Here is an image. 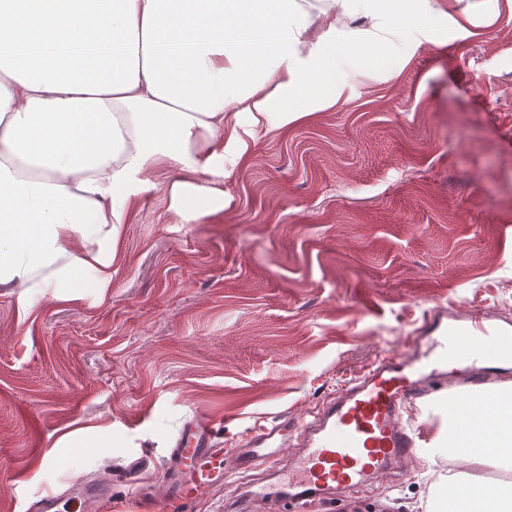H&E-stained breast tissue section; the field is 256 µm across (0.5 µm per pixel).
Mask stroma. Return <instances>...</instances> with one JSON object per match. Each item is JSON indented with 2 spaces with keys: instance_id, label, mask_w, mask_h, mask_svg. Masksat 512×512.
Here are the masks:
<instances>
[{
  "instance_id": "1",
  "label": "stroma",
  "mask_w": 512,
  "mask_h": 512,
  "mask_svg": "<svg viewBox=\"0 0 512 512\" xmlns=\"http://www.w3.org/2000/svg\"><path fill=\"white\" fill-rule=\"evenodd\" d=\"M359 71L345 101L224 161L216 204L172 208L159 177L126 225L112 281L43 297L20 320L0 290V512L73 480L112 482L111 512H174L163 463L183 425L217 444L298 418L447 306L512 322V11ZM96 426L48 459L54 440ZM448 461L330 512H431ZM263 468H227L184 512H222Z\"/></svg>"
}]
</instances>
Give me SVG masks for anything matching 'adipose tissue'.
<instances>
[{"mask_svg": "<svg viewBox=\"0 0 512 512\" xmlns=\"http://www.w3.org/2000/svg\"><path fill=\"white\" fill-rule=\"evenodd\" d=\"M321 2L0 0V288L20 318L78 300L80 273L108 287L150 176L180 171L175 203L218 198L197 175L247 157L256 129L335 108L346 63L392 78L396 39L478 25L461 0ZM441 440L448 512H512V392L467 394Z\"/></svg>", "mask_w": 512, "mask_h": 512, "instance_id": "1", "label": "adipose tissue"}]
</instances>
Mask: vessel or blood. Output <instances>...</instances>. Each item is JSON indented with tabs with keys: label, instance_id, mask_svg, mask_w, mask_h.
Here are the masks:
<instances>
[{
	"label": "vessel or blood",
	"instance_id": "obj_1",
	"mask_svg": "<svg viewBox=\"0 0 512 512\" xmlns=\"http://www.w3.org/2000/svg\"><path fill=\"white\" fill-rule=\"evenodd\" d=\"M429 352L388 355L349 379L328 402L306 413L303 420L255 427L235 448L223 451L213 423L188 421L165 461L168 502L195 501L202 490L224 479V462L240 470L264 466L289 475L261 490H246L226 502V512H309L342 494L371 493L387 475L400 473L418 446L407 401L421 400L426 412L437 404L433 394L456 383L470 391L485 390L495 369L512 359V330L474 318L463 328L435 324ZM296 458L284 464L288 449ZM80 506L112 501L110 485L87 481L76 490Z\"/></svg>",
	"mask_w": 512,
	"mask_h": 512
}]
</instances>
